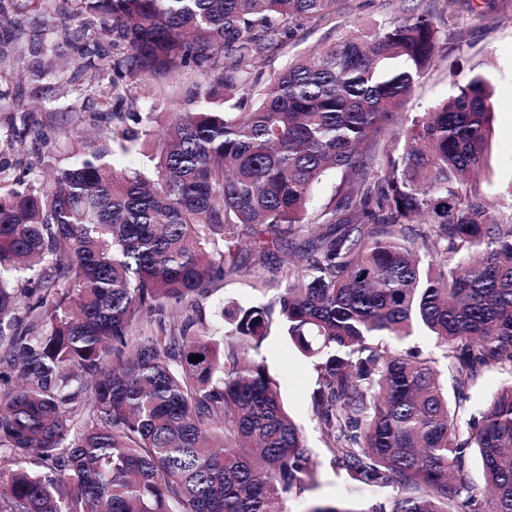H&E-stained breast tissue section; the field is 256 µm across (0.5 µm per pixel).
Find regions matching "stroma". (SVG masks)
<instances>
[{"mask_svg":"<svg viewBox=\"0 0 512 512\" xmlns=\"http://www.w3.org/2000/svg\"><path fill=\"white\" fill-rule=\"evenodd\" d=\"M442 17L440 48L444 55L421 78L411 99L402 111L403 121L425 111L450 90V75L471 67L488 74L493 85L494 112L490 147L480 178L484 198L493 203L495 217L512 214V0H437ZM398 0H351L344 17L308 23L295 30L285 48L278 53L264 78H271L290 61L332 43L349 31L351 22L391 19L398 15ZM55 114L29 115L27 124L15 127V136L23 146L31 144V130L52 132L54 124L72 128L75 138L86 135L89 126L78 119L80 111L97 107L95 99L69 98L54 102ZM258 267L250 258H242L238 273L229 275L217 297L200 300L204 319H211L217 298L243 305L257 298L253 289ZM258 356L277 379L288 411L302 432L314 464L315 473L308 489L287 503L288 512H308L317 503L346 502L362 508L376 499L377 491L352 492L344 475L337 473L324 459V445L311 406L316 380L312 363L288 344L279 330H272Z\"/></svg>","mask_w":512,"mask_h":512,"instance_id":"1","label":"stroma"}]
</instances>
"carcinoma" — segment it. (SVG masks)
Segmentation results:
<instances>
[{
    "label": "carcinoma",
    "instance_id": "carcinoma-1",
    "mask_svg": "<svg viewBox=\"0 0 512 512\" xmlns=\"http://www.w3.org/2000/svg\"><path fill=\"white\" fill-rule=\"evenodd\" d=\"M53 2L43 59L0 44V68L100 106L92 136L55 129L51 182L0 160V512H287L312 469L256 358L274 324L314 362L330 466L393 491L364 512H512V381L466 413L485 369L512 376V213L472 183L492 84L474 71L400 123L438 57L436 0H401L261 87L287 30L344 0ZM147 80L169 124L136 169L121 159L157 113L129 93ZM330 172L336 195L309 211ZM287 247L276 295L223 305L222 336L197 326L242 254L261 267ZM416 331L444 373L385 343Z\"/></svg>",
    "mask_w": 512,
    "mask_h": 512
}]
</instances>
